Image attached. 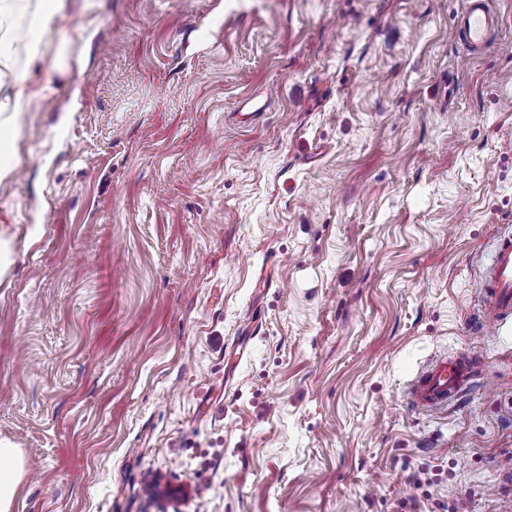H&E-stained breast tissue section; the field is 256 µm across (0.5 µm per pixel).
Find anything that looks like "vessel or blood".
<instances>
[{"mask_svg":"<svg viewBox=\"0 0 512 512\" xmlns=\"http://www.w3.org/2000/svg\"><path fill=\"white\" fill-rule=\"evenodd\" d=\"M500 23L489 0H465V8L454 22V37L473 55L490 47ZM481 326H498L512 316V235H501L493 257L479 284ZM488 377L473 355L442 354L424 365L407 387L406 399L412 410L435 413L458 405Z\"/></svg>","mask_w":512,"mask_h":512,"instance_id":"b4317fda","label":"vessel or blood"}]
</instances>
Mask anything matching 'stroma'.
I'll use <instances>...</instances> for the list:
<instances>
[{
    "instance_id": "obj_1",
    "label": "stroma",
    "mask_w": 512,
    "mask_h": 512,
    "mask_svg": "<svg viewBox=\"0 0 512 512\" xmlns=\"http://www.w3.org/2000/svg\"><path fill=\"white\" fill-rule=\"evenodd\" d=\"M0 0L11 512H512V0ZM493 375L411 410L430 358ZM39 10L32 16L31 24L45 29L65 6L64 0H40ZM454 22V37L472 55L487 52L500 20L488 0H465ZM480 326H498L512 316V235L497 239L491 262L479 284Z\"/></svg>"
}]
</instances>
